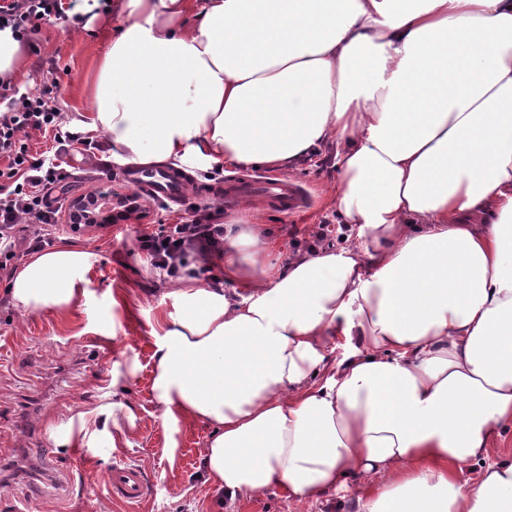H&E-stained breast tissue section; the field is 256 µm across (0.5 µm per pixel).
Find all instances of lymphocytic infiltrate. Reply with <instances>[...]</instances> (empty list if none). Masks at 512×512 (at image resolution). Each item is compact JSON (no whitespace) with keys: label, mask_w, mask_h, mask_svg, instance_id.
I'll return each instance as SVG.
<instances>
[{"label":"lymphocytic infiltrate","mask_w":512,"mask_h":512,"mask_svg":"<svg viewBox=\"0 0 512 512\" xmlns=\"http://www.w3.org/2000/svg\"><path fill=\"white\" fill-rule=\"evenodd\" d=\"M77 0H0V28H11L16 37L29 39L41 23L66 19ZM59 79L28 92L19 104L9 103V88L0 82V101H7L0 113V269L20 256L14 231L18 225L31 230L29 249L40 250L49 244V227L60 213L49 199L51 186L63 181L59 165L31 154L24 141L32 131L54 130L59 144L80 145L79 134L61 131L56 99ZM134 248L145 255L152 269L178 276L188 267L190 256H206L224 250V226L210 212H196L179 224L159 226L157 231L139 234Z\"/></svg>","instance_id":"f902f5d3"}]
</instances>
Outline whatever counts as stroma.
Masks as SVG:
<instances>
[{"mask_svg": "<svg viewBox=\"0 0 512 512\" xmlns=\"http://www.w3.org/2000/svg\"><path fill=\"white\" fill-rule=\"evenodd\" d=\"M120 22L113 11L92 15L79 25L43 23L22 47L25 89L61 75V120L88 111L103 52ZM63 160L69 176L54 190L63 205L96 186L127 190L119 176L109 174L111 159L106 152L72 150ZM234 172V167L224 165L195 170V185L182 207L164 210L159 203L148 202L144 218L95 225L79 235H68L69 217L60 213L56 238H71L96 256L83 274L86 294L69 318L43 312L21 320L0 299V512H12L34 490L40 499L33 512H124L106 490L117 458L138 461L153 474L152 495L141 512H349L359 493L355 485L341 496L302 501L271 488L221 507L201 478L208 428L190 420L165 422L153 400L151 331L172 306L163 297L164 277L151 269L144 255L132 252V243L140 233L177 223L192 207L204 205L198 185L223 181ZM289 177L309 187L311 208L291 217L255 204L250 220L285 258L294 252L289 229H298V238L304 241L318 224L336 219L331 149L309 155ZM97 335L111 341L110 355H99L82 344V337ZM113 402L128 404L135 413L134 427L118 439L98 412ZM81 413L88 430L95 433L97 448L95 454L82 457L59 446V433L53 428L60 417L74 419Z\"/></svg>", "mask_w": 512, "mask_h": 512, "instance_id": "obj_1", "label": "stroma"}]
</instances>
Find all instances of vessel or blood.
<instances>
[{"label":"vessel or blood","instance_id":"1","mask_svg":"<svg viewBox=\"0 0 512 512\" xmlns=\"http://www.w3.org/2000/svg\"><path fill=\"white\" fill-rule=\"evenodd\" d=\"M120 177L142 200L169 205L180 203L189 186L187 173L173 168L132 165L121 170ZM208 194L230 206L248 199L288 215L308 209L312 202L311 194L303 184L253 172L228 178L209 189ZM150 483L151 475L145 467L122 460L113 464L107 490L115 501L135 506L146 500Z\"/></svg>","mask_w":512,"mask_h":512}]
</instances>
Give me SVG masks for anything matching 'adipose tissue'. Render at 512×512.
Masks as SVG:
<instances>
[{
    "label": "adipose tissue",
    "mask_w": 512,
    "mask_h": 512,
    "mask_svg": "<svg viewBox=\"0 0 512 512\" xmlns=\"http://www.w3.org/2000/svg\"><path fill=\"white\" fill-rule=\"evenodd\" d=\"M83 133L139 164L294 166L333 150L351 244L171 279L165 421L210 431L219 501L360 484L354 512H512V0H125ZM94 256L31 254L4 295L65 315ZM235 290H225V282ZM346 341L330 362V337ZM484 462L473 484L462 465Z\"/></svg>",
    "instance_id": "ef3b65f1"
}]
</instances>
